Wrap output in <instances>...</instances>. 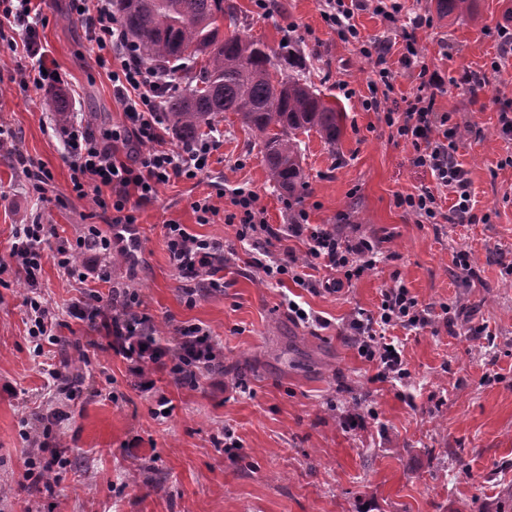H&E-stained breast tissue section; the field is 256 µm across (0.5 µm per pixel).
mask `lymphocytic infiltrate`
I'll list each match as a JSON object with an SVG mask.
<instances>
[{"instance_id":"lymphocytic-infiltrate-1","label":"lymphocytic infiltrate","mask_w":512,"mask_h":512,"mask_svg":"<svg viewBox=\"0 0 512 512\" xmlns=\"http://www.w3.org/2000/svg\"><path fill=\"white\" fill-rule=\"evenodd\" d=\"M69 2L72 14L84 23L96 47L97 64L107 71L114 94L124 107L126 122L99 135L72 128L64 145L70 160L73 191L80 197L92 196L96 206L111 211V234H103L92 225L72 243L59 239L54 225L33 223L18 225L13 235L9 257L23 270L29 287L25 298L30 323L28 336L38 348L46 342L58 343L56 329L69 318L104 333L109 348L126 361L129 374L138 379L144 390L155 387L150 376L154 369L169 370L180 385L194 387L202 373L223 366L220 345L199 326L174 327V344L162 342L138 294L127 288L111 287L106 258L112 252L113 239L122 238L136 224L137 206L152 202L159 186L197 179L223 141L212 134L168 147L162 98L173 83L170 73L142 63L137 47L116 17L113 0ZM43 4L44 0H0V41L9 50H22L30 61L19 72V85L38 90L63 82L60 72L48 64L39 39V29L48 21ZM323 4L324 22L342 41L354 44L359 54L373 65V78L368 96L361 100L362 109L380 113L392 134L411 144L412 166L430 172L436 182L435 187L425 186L417 192L399 195L398 206L429 224L441 219L451 224L488 223L489 214L474 211L468 172L456 156L460 126L450 113L435 109V98L445 87V77L421 59L417 32L431 26V17L417 14L403 18L401 0H323ZM364 10L381 18L388 32L386 38L361 36L354 19L356 12ZM393 57L398 60L394 66L389 63ZM402 69L417 70L419 91L405 105L393 107L389 101ZM121 144L140 146L141 151L119 155L117 147ZM439 188L455 196L454 204L445 214L440 213L437 203L435 191ZM230 204V209L221 212L203 198L194 201L192 208L202 224L223 215L225 223L235 225L236 237L242 242L268 247L290 237L305 238L311 265L335 271L346 282L375 268L380 261L372 241L341 238L328 225L309 223L305 210H298L292 224L282 228L266 223L254 194L234 192ZM165 238L171 264L181 278L190 281L206 276L222 248L221 243L199 238L184 225L171 222L165 226ZM48 257L56 260L68 278L109 284L107 295L92 292L85 304L53 306L40 294L39 275ZM430 322L428 308L420 305L405 285L399 284L382 291L377 312L355 315L350 329L360 356L377 368L380 377L401 380L408 375L402 352L392 348L383 329L399 326L420 330ZM47 374L60 402L46 415L36 416L25 431L31 450L22 479L32 484L48 483L54 468L68 466L64 459L54 468L38 464L50 423L64 416L66 407L75 399L73 386L61 369H48Z\"/></svg>"}]
</instances>
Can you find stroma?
<instances>
[{"mask_svg":"<svg viewBox=\"0 0 512 512\" xmlns=\"http://www.w3.org/2000/svg\"><path fill=\"white\" fill-rule=\"evenodd\" d=\"M233 2L237 32L270 51L279 50L287 26L303 35L313 87L342 108L339 140L332 147L303 134L307 189L292 202L269 182L252 132L225 113L217 124L224 143L206 172L160 186L136 213L134 242H113L119 260L100 293L136 291L163 340H171L173 326L198 324L223 346V375H203L196 388L163 371L154 373L153 390L140 391L106 339L76 322L58 331L68 353L48 345L36 355L24 274L0 270V512H512V275L498 261L499 252L512 254V166L505 163L512 141L498 135L499 110L512 101V58L490 69L495 30L512 23V0H477L474 14L443 19L436 0H404L408 13L433 18L418 32L419 48L425 64L449 78L436 107L461 125L457 158L469 173L475 212L491 215L486 224H421L396 206L397 195L434 180L412 167L409 143L362 110L372 64L325 24L320 0H277L266 18L252 0ZM45 12L39 38L65 80L73 124L95 132L123 125V107L68 0H47ZM24 63L22 53L0 51V136L42 163L51 181L46 201H36L10 149L0 150V258L19 224H53L71 241L92 224L111 231V212L72 190L42 91L19 89ZM465 68L487 71V87L455 84ZM344 82L354 97L344 95ZM237 189L257 195L267 223H292L303 209L309 223L375 240L384 260L333 292L323 287L331 271L309 267L306 242L290 238L307 284L268 283L253 264L257 250L237 240L235 226L220 216L198 223L191 207L204 197L227 205ZM170 220L224 244V261L212 269L223 288L201 292L191 305L166 248ZM460 250L476 277L461 278L454 265ZM398 282L429 308L432 323L392 329L410 376L380 381L349 341V323L359 310L376 312L382 290ZM41 289L61 307L87 296L51 259ZM289 298L320 324L293 319ZM447 312L454 328L445 325ZM65 361L82 384L52 452L76 466L54 492L21 487L30 450L23 421L48 409L47 368ZM162 395L173 410L159 422L151 410ZM354 412L365 416V428H345ZM228 428L240 448L221 445Z\"/></svg>","mask_w":512,"mask_h":512,"instance_id":"stroma-1","label":"stroma"}]
</instances>
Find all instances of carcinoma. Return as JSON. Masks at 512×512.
Segmentation results:
<instances>
[{"label": "carcinoma", "mask_w": 512, "mask_h": 512, "mask_svg": "<svg viewBox=\"0 0 512 512\" xmlns=\"http://www.w3.org/2000/svg\"><path fill=\"white\" fill-rule=\"evenodd\" d=\"M474 0H437L442 15L471 11ZM122 26L145 62L175 73L185 62L205 57L192 76L196 86L166 101L169 127L181 140L203 135L226 112L239 115L264 152L269 181L299 201L306 189L300 163L302 133L315 131L324 143L336 144L341 108L312 90L305 73L294 70V47L280 48V63L271 61L260 42L221 27L237 26L230 0H115ZM61 122L70 107L61 92L48 94Z\"/></svg>", "instance_id": "carcinoma-1"}]
</instances>
